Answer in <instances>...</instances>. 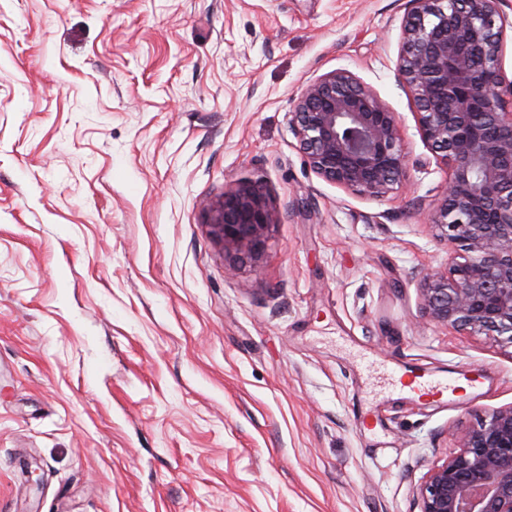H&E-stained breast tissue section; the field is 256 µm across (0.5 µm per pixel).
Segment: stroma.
<instances>
[{
    "label": "stroma",
    "instance_id": "1",
    "mask_svg": "<svg viewBox=\"0 0 512 512\" xmlns=\"http://www.w3.org/2000/svg\"><path fill=\"white\" fill-rule=\"evenodd\" d=\"M411 7L0 0V512H413L454 432L512 405L511 345L421 316L448 171L395 70ZM337 69L399 116L384 198L297 146ZM258 177L275 223L229 275L211 208Z\"/></svg>",
    "mask_w": 512,
    "mask_h": 512
}]
</instances>
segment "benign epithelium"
<instances>
[{"label":"benign epithelium","instance_id":"obj_1","mask_svg":"<svg viewBox=\"0 0 512 512\" xmlns=\"http://www.w3.org/2000/svg\"><path fill=\"white\" fill-rule=\"evenodd\" d=\"M412 2L396 70L421 139L450 171L430 225L463 251L446 272L422 275V317L512 345V81L502 72L509 0ZM292 127L326 182L381 198L405 181L398 114L346 70L306 85ZM214 212L213 234L233 264L257 261L274 224L262 181L225 187ZM456 440L415 485L418 512H512V405Z\"/></svg>","mask_w":512,"mask_h":512}]
</instances>
